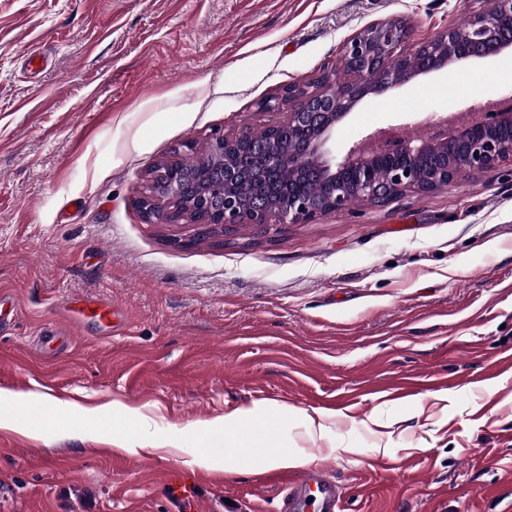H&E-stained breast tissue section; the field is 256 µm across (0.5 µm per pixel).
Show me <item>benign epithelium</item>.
Returning a JSON list of instances; mask_svg holds the SVG:
<instances>
[{"mask_svg": "<svg viewBox=\"0 0 512 512\" xmlns=\"http://www.w3.org/2000/svg\"><path fill=\"white\" fill-rule=\"evenodd\" d=\"M484 7L460 28L446 29L432 40L401 52L409 28L391 19L348 38L342 47L344 73L324 71L294 82L261 102L263 111H281L288 125L305 132L302 140L275 149L252 138L249 131L233 135L212 133L199 159L210 167L219 187L190 192L193 174L181 169L183 155L196 152L186 141L151 170L148 190L138 200L148 224L191 221L201 233L216 238L239 224H300L343 210L356 200L380 204L406 191L430 192L445 187L461 172H490L512 157V108L488 118L472 113L466 123L448 133L431 129L420 138H396L371 149L350 147L336 158L325 145L336 124L369 95L384 94L418 75L474 58L496 55L512 47V0H481ZM262 156L269 167H288L305 175L317 171L330 185L320 204L308 197L288 195L272 200H241L234 188L256 170L230 158V152Z\"/></svg>", "mask_w": 512, "mask_h": 512, "instance_id": "7a95c632", "label": "benign epithelium"}]
</instances>
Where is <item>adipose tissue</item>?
Returning a JSON list of instances; mask_svg holds the SVG:
<instances>
[{"label":"adipose tissue","mask_w":512,"mask_h":512,"mask_svg":"<svg viewBox=\"0 0 512 512\" xmlns=\"http://www.w3.org/2000/svg\"><path fill=\"white\" fill-rule=\"evenodd\" d=\"M269 414L266 408L244 414L234 412L208 422L207 428L223 433L224 445L229 449V462L259 458L270 468L302 465L303 459L297 452L277 449L274 437L264 430L263 425Z\"/></svg>","instance_id":"ef3b65f1"}]
</instances>
